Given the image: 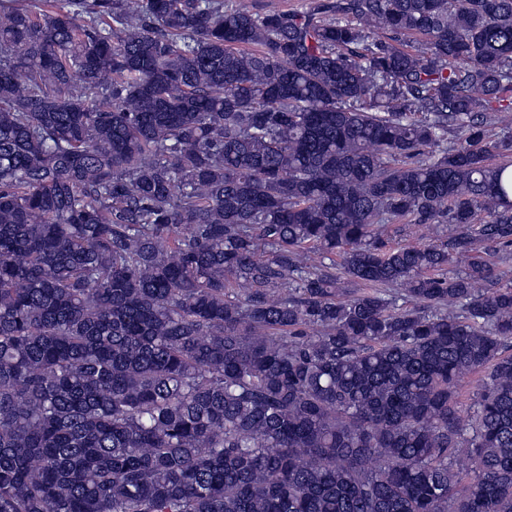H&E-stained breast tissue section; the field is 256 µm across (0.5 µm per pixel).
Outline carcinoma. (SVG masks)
Listing matches in <instances>:
<instances>
[{
    "label": "carcinoma",
    "instance_id": "1",
    "mask_svg": "<svg viewBox=\"0 0 512 512\" xmlns=\"http://www.w3.org/2000/svg\"><path fill=\"white\" fill-rule=\"evenodd\" d=\"M506 111L512 0H0V512H512ZM319 0H253L259 12L268 11H305ZM452 224H431L429 227H417L405 224H389L385 233L395 242L409 245H421L445 239L452 231Z\"/></svg>",
    "mask_w": 512,
    "mask_h": 512
}]
</instances>
